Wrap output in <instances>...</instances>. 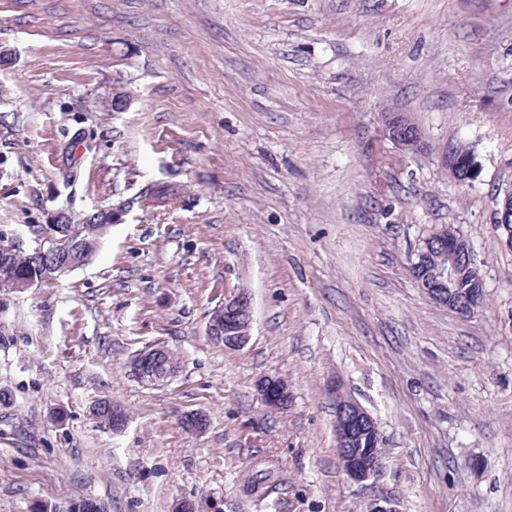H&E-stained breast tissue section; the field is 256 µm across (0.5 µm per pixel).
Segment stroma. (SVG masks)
Listing matches in <instances>:
<instances>
[{"label":"stroma","mask_w":512,"mask_h":512,"mask_svg":"<svg viewBox=\"0 0 512 512\" xmlns=\"http://www.w3.org/2000/svg\"><path fill=\"white\" fill-rule=\"evenodd\" d=\"M385 107L428 152L385 139ZM459 143L465 187L440 163ZM149 184L169 199L137 205ZM511 185L512 0H0V242L134 202L86 266L0 288V512H363L375 490L512 512ZM435 224L474 250L473 316L410 275ZM242 290L227 351L206 326ZM153 345L179 362L160 386L130 374ZM336 382L384 437L369 487L338 456ZM104 397L123 432L90 416ZM442 168L449 172L450 177L459 186L470 185L478 176V167L474 154L469 151L463 155L454 145L441 156ZM494 220L500 225L502 231V243L512 249V186L505 189L498 200L494 212ZM251 311L248 296L239 293L224 301V306L211 314L207 335L224 349L235 350L243 348L249 340ZM259 392L262 400L271 410L278 411L288 404V385L280 377L263 378L259 383Z\"/></svg>","instance_id":"35a3bbf8"}]
</instances>
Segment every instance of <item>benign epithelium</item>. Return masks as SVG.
Masks as SVG:
<instances>
[{
	"label": "benign epithelium",
	"mask_w": 512,
	"mask_h": 512,
	"mask_svg": "<svg viewBox=\"0 0 512 512\" xmlns=\"http://www.w3.org/2000/svg\"><path fill=\"white\" fill-rule=\"evenodd\" d=\"M383 133L397 148L407 154H419L429 145L420 128L402 113L385 109L381 112ZM442 168L459 186L470 185L478 176L474 154H462L451 145L441 156ZM494 220L500 225L502 243L512 249V186L505 189L498 200ZM448 248V269L438 278L428 282L420 273L430 264L434 254ZM80 248L77 241L56 239L52 246L41 252L49 255L48 274L37 279L18 281L5 267L0 269V288L8 285L18 290L38 288L45 283L75 269L73 255ZM410 270L417 286L435 303L448 307L461 317L474 315L484 303V281L473 248L461 235L452 239L446 236L445 226L433 225L418 238L410 257ZM251 311L248 296L239 293L224 301V306L211 314L207 335L217 344L229 350L243 348L249 340ZM177 370L170 359L168 348L152 346L131 362V374L138 381L157 385L171 378ZM259 392L266 406L278 411L288 404L289 392L285 380L267 376L259 383ZM335 428L339 456L350 480L364 484L374 478L380 463L365 448H350L348 444L358 437L355 429L365 431V444L377 446L382 441L378 425L371 414L357 401L334 392ZM367 512H398L397 502L381 494L373 495L367 503Z\"/></svg>",
	"instance_id": "benign-epithelium-1"
}]
</instances>
